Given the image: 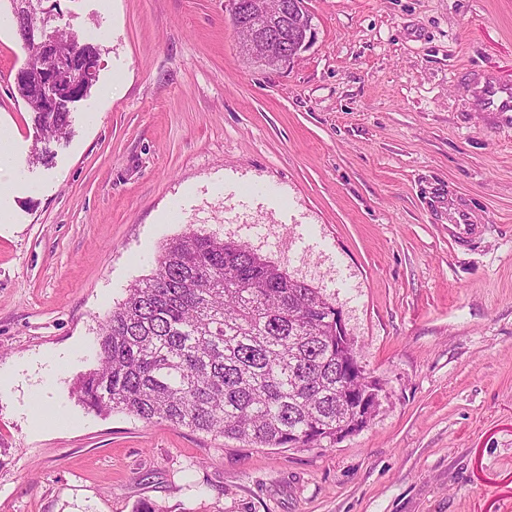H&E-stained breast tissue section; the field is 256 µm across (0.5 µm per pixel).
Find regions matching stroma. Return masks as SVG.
Listing matches in <instances>:
<instances>
[{"label": "stroma", "mask_w": 512, "mask_h": 512, "mask_svg": "<svg viewBox=\"0 0 512 512\" xmlns=\"http://www.w3.org/2000/svg\"><path fill=\"white\" fill-rule=\"evenodd\" d=\"M314 39L271 69L226 0H57L99 53L70 135L41 141L0 30V512H512V125L464 74L512 79V0H305ZM51 153L31 162L33 150ZM487 224L466 248L443 210ZM321 288L379 382L330 448L85 409L108 312L189 230ZM20 171L19 160L8 150L0 151V175H5L6 180L0 182L1 197L7 196L13 189V182Z\"/></svg>", "instance_id": "obj_1"}]
</instances>
